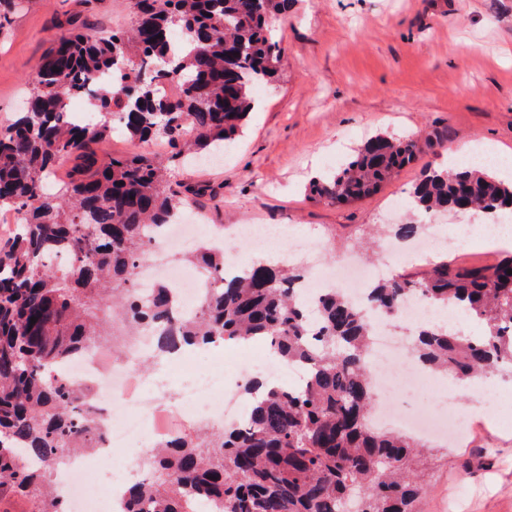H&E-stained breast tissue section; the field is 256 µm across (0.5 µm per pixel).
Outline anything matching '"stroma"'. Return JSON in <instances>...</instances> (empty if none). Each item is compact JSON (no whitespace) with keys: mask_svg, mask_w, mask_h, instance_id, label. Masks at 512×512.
Here are the masks:
<instances>
[{"mask_svg":"<svg viewBox=\"0 0 512 512\" xmlns=\"http://www.w3.org/2000/svg\"><path fill=\"white\" fill-rule=\"evenodd\" d=\"M135 17L134 0H31L0 31V125L59 26L106 33ZM277 29L278 72L222 161L172 170L204 227L309 228L332 259L372 225L419 221L409 189L463 144L512 160V0H295ZM378 133L442 142L361 201L311 197L314 177ZM456 402L467 429L431 470L422 512H512V429L486 399Z\"/></svg>","mask_w":512,"mask_h":512,"instance_id":"35a3bbf8","label":"stroma"}]
</instances>
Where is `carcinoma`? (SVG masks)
I'll return each mask as SVG.
<instances>
[{
  "label": "carcinoma",
  "instance_id": "obj_1",
  "mask_svg": "<svg viewBox=\"0 0 512 512\" xmlns=\"http://www.w3.org/2000/svg\"><path fill=\"white\" fill-rule=\"evenodd\" d=\"M28 2L0 0V30ZM135 5L128 30L54 36L25 111L0 125V211L21 215L0 241V494L24 495L32 512H68L52 485L74 456L98 446L107 423L83 385L50 371L92 342L119 341L101 317L108 308L128 335L156 328L159 352L264 341L284 362L310 369L298 389L260 395L259 382L246 384L252 400L242 423L177 432L155 448L151 479L127 487L122 512H421L435 455L373 423V327L336 289L309 307L299 296L302 266L261 261L227 276L219 239L183 256L212 276L191 314L174 316L173 285L141 293L134 279L145 252L183 215L186 196L166 179L168 165L234 141L254 87L277 72L275 24L293 0ZM169 78L180 91L163 97L157 86ZM74 98L89 102L97 123L67 119ZM115 122L138 140L166 141L171 155L99 158L93 145ZM426 146L413 136H372L335 174L314 180L312 195L340 206L367 197ZM63 160L72 166L57 180ZM411 197L423 215L494 216L512 211V180L479 165L429 168ZM412 295L463 310L480 327L460 336L417 326L415 354L431 370L462 380L512 373L511 255L395 274L371 288L370 304L396 321Z\"/></svg>",
  "mask_w": 512,
  "mask_h": 512
}]
</instances>
